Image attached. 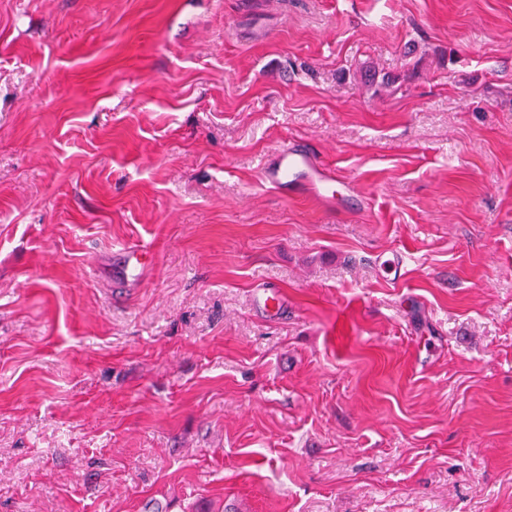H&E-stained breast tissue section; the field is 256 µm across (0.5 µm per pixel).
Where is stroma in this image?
Returning a JSON list of instances; mask_svg holds the SVG:
<instances>
[{
	"label": "stroma",
	"instance_id": "obj_1",
	"mask_svg": "<svg viewBox=\"0 0 512 512\" xmlns=\"http://www.w3.org/2000/svg\"><path fill=\"white\" fill-rule=\"evenodd\" d=\"M155 501L512 512V0H0V512ZM263 183L287 195L301 187L318 202L334 207L343 195L333 186L336 178L304 143L287 142L271 154L260 170ZM340 196V198L337 196ZM147 246L135 244L124 246L119 250L117 263V292L125 293L127 288H138L147 273V266L141 262V255ZM253 304L269 319H279L288 309V299L285 294L270 284H262L255 289Z\"/></svg>",
	"mask_w": 512,
	"mask_h": 512
}]
</instances>
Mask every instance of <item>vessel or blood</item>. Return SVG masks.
I'll return each instance as SVG.
<instances>
[{"mask_svg": "<svg viewBox=\"0 0 512 512\" xmlns=\"http://www.w3.org/2000/svg\"><path fill=\"white\" fill-rule=\"evenodd\" d=\"M260 176L263 183L283 194L300 187L324 205L332 207L339 202L334 174L304 143L282 144L265 160ZM143 251L140 244L120 249L116 275L118 289L136 288L143 282L147 273V266L141 260ZM253 304L267 318L277 319L286 312L288 299L279 288L263 284L256 288Z\"/></svg>", "mask_w": 512, "mask_h": 512, "instance_id": "obj_1", "label": "vessel or blood"}]
</instances>
